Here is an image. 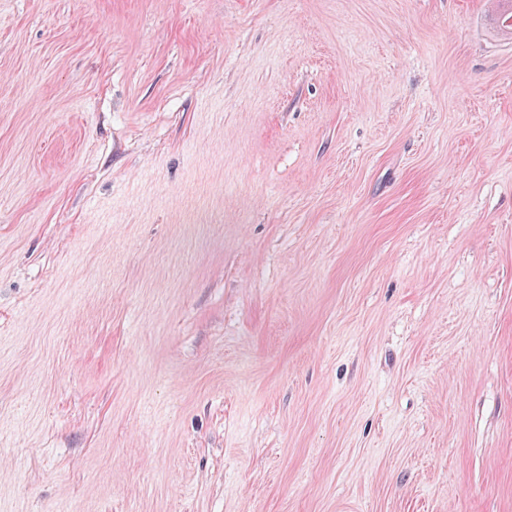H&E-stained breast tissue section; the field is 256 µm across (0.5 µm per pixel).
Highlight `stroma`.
I'll use <instances>...</instances> for the list:
<instances>
[{
  "instance_id": "obj_1",
  "label": "stroma",
  "mask_w": 512,
  "mask_h": 512,
  "mask_svg": "<svg viewBox=\"0 0 512 512\" xmlns=\"http://www.w3.org/2000/svg\"><path fill=\"white\" fill-rule=\"evenodd\" d=\"M496 0H0V512H512Z\"/></svg>"
}]
</instances>
